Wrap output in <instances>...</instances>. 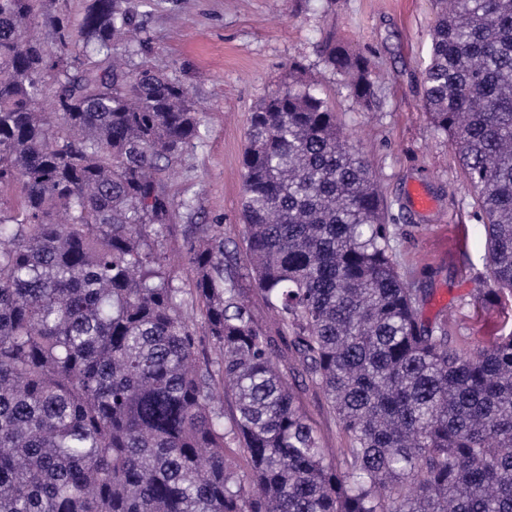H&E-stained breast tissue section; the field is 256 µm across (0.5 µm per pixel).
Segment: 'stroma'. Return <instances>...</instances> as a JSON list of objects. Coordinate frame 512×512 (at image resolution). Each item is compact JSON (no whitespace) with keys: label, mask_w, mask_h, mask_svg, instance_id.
Segmentation results:
<instances>
[{"label":"stroma","mask_w":512,"mask_h":512,"mask_svg":"<svg viewBox=\"0 0 512 512\" xmlns=\"http://www.w3.org/2000/svg\"><path fill=\"white\" fill-rule=\"evenodd\" d=\"M134 60L178 80L200 113L201 142L173 165L174 199H193L198 220L241 232V154L249 116L272 91L294 85L327 99L344 132L362 139L395 232L400 272L430 290L423 310L434 321L456 317L457 333L489 344L512 329V300L486 302L487 243L474 194L444 136L422 103L430 62L435 0H128ZM374 65L380 105L361 110L322 61L326 36ZM421 185L433 206L411 198ZM327 447L345 446L337 419L318 389L301 395Z\"/></svg>","instance_id":"1"}]
</instances>
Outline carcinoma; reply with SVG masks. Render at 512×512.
Returning a JSON list of instances; mask_svg holds the SVG:
<instances>
[{"instance_id":"1","label":"carcinoma","mask_w":512,"mask_h":512,"mask_svg":"<svg viewBox=\"0 0 512 512\" xmlns=\"http://www.w3.org/2000/svg\"><path fill=\"white\" fill-rule=\"evenodd\" d=\"M43 8L0 0V512H512V331L464 346L421 319L328 102L290 85L254 108L242 236L181 225L184 281L164 241L191 209L167 171L202 139L187 89L131 64L127 0L57 14L52 51L28 34ZM430 38L423 107L474 190L482 295H512V0H440ZM321 55L378 106L366 56ZM301 402L319 429L327 448H343L347 442L346 436L338 420L329 415L322 392L310 387L301 394Z\"/></svg>"}]
</instances>
